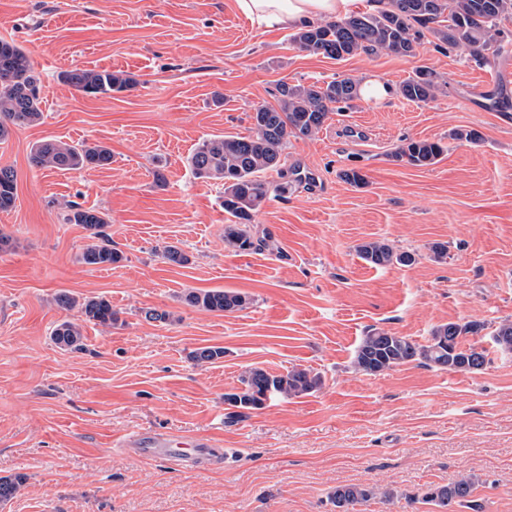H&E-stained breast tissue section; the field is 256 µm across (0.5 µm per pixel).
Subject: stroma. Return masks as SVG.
I'll return each instance as SVG.
<instances>
[{
	"instance_id": "35a3bbf8",
	"label": "stroma",
	"mask_w": 512,
	"mask_h": 512,
	"mask_svg": "<svg viewBox=\"0 0 512 512\" xmlns=\"http://www.w3.org/2000/svg\"><path fill=\"white\" fill-rule=\"evenodd\" d=\"M500 28L501 51L485 65L430 35L413 58L336 61L296 49L290 31L254 27L233 0H0V39L40 72L44 112L0 144L17 185L14 208L0 211L12 238L0 251V476L26 477L0 512H336L332 494L347 484L371 490L361 512H435L422 488L464 475L482 512H512V354L491 340L512 321V93L488 90L512 65V16ZM422 67L443 79L434 101L362 99L315 136L289 139L283 172L303 179L264 173L268 197L252 221L269 250L225 248L224 188L187 163L199 143L248 135L279 82L375 76L396 89ZM76 68L126 71L138 85L86 95L60 79ZM459 129L478 141L454 139ZM47 139L103 142L112 163L35 168L30 149ZM406 139L446 150L428 167L393 161ZM350 169L364 185L345 181ZM70 201L109 216L123 261L81 262L91 239L65 223ZM377 239L414 264L363 261L358 246ZM168 245L189 264L166 260ZM210 289L248 303L218 314L183 301ZM62 293L108 299L116 322L84 324L83 349L59 348ZM149 308L169 320L145 319ZM448 322L478 324L470 340L491 351L482 370L354 367L369 329L423 344ZM206 346L223 347V359H190ZM254 367L305 368L323 384L230 420L224 396ZM143 430L213 437L228 453L196 471L121 448Z\"/></svg>"
}]
</instances>
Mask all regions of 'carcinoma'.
I'll return each mask as SVG.
<instances>
[{"instance_id":"1","label":"carcinoma","mask_w":512,"mask_h":512,"mask_svg":"<svg viewBox=\"0 0 512 512\" xmlns=\"http://www.w3.org/2000/svg\"><path fill=\"white\" fill-rule=\"evenodd\" d=\"M379 9L356 12L346 18L307 25L292 34L291 42L299 50L333 60H344L363 51H386L412 57L416 55L424 32L450 48L459 49L476 61H490L499 54V22L512 16V0H377ZM64 83L89 95L110 94L134 89L138 81L130 73L112 70L74 69L60 74ZM42 79L25 50L13 41L0 39V142L8 140L12 129L39 123ZM439 83L436 74L424 67L399 87L402 98L427 103L436 98ZM360 85L351 78L334 79L322 84H288L277 89V105H261L253 112L252 133L247 136L214 135L203 140L187 162L198 178L219 181L224 186V212L230 224L224 227V246L235 251H261L266 240L251 234L254 214L267 197V187L259 174L278 171L282 149L291 137H310L324 126L328 115L340 106H352L359 100ZM444 152L438 142L409 140L393 154L397 162L414 167L435 163ZM30 164L40 169L70 171L103 168L112 163V151L100 143L71 145L48 139L34 145ZM16 175L0 168V210L15 206ZM64 220L82 224L97 243L81 255L86 265L109 266L123 256L109 244L102 232L108 216L96 208L78 203L66 204ZM359 257L373 266L397 264L409 266L413 254L398 252L384 241H370L358 246ZM184 302L206 312L231 313L248 304L245 295L231 290L189 291ZM64 309L78 308L82 321L110 325L115 320L112 304L104 298L82 301L68 295L57 297ZM477 332V325L448 322L437 326L428 344L421 345L406 336L372 328L360 340L353 364L365 374H377L394 367L418 363L453 372H476L489 362V351L466 344L467 335ZM84 336L80 324L64 320L52 331V341L67 350H79ZM497 351L512 353V321H504L492 336ZM224 357L222 347H201L190 358L212 363ZM241 388L224 395V403L235 408L230 416L247 418L260 410L274 396L283 398L311 394L322 386V377L308 369H292L273 375L252 368L240 380ZM25 482V476L0 477V503L11 500ZM474 481L464 476L448 485H429L421 499L438 507V512H455L458 506L473 510ZM371 491L364 485L336 487L333 500L339 512H355V506L369 501Z\"/></svg>"}]
</instances>
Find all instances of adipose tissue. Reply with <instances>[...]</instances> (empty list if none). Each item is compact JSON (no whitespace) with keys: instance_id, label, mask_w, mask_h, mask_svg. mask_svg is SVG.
Masks as SVG:
<instances>
[{"instance_id":"1","label":"adipose tissue","mask_w":512,"mask_h":512,"mask_svg":"<svg viewBox=\"0 0 512 512\" xmlns=\"http://www.w3.org/2000/svg\"><path fill=\"white\" fill-rule=\"evenodd\" d=\"M236 9L257 28L295 29L315 20L349 15L354 0H234Z\"/></svg>"}]
</instances>
